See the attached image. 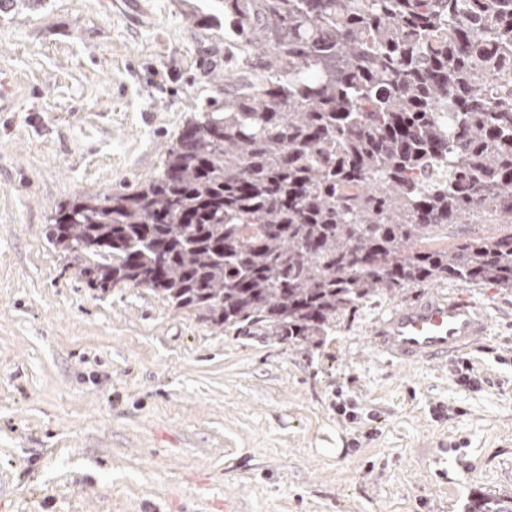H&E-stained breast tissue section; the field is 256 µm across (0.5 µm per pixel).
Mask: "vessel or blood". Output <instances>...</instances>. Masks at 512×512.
Segmentation results:
<instances>
[{
    "label": "vessel or blood",
    "instance_id": "vessel-or-blood-1",
    "mask_svg": "<svg viewBox=\"0 0 512 512\" xmlns=\"http://www.w3.org/2000/svg\"><path fill=\"white\" fill-rule=\"evenodd\" d=\"M489 313L462 294L426 291L394 305L370 331L373 352L391 363L416 366L456 358L489 332Z\"/></svg>",
    "mask_w": 512,
    "mask_h": 512
}]
</instances>
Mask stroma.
<instances>
[{
    "label": "stroma",
    "instance_id": "1",
    "mask_svg": "<svg viewBox=\"0 0 512 512\" xmlns=\"http://www.w3.org/2000/svg\"><path fill=\"white\" fill-rule=\"evenodd\" d=\"M240 54L220 0H0V512H468L512 496V288L459 358L399 367L377 293L318 343L91 288L45 230L136 189ZM469 512H512V497H500L494 492H481L471 499Z\"/></svg>",
    "mask_w": 512,
    "mask_h": 512
}]
</instances>
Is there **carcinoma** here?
Masks as SVG:
<instances>
[{
	"mask_svg": "<svg viewBox=\"0 0 512 512\" xmlns=\"http://www.w3.org/2000/svg\"><path fill=\"white\" fill-rule=\"evenodd\" d=\"M244 56L130 192L62 204L46 238L238 331L313 342L375 292L512 288V0H224ZM469 512H512L482 492Z\"/></svg>",
	"mask_w": 512,
	"mask_h": 512,
	"instance_id": "cac0c4a2",
	"label": "carcinoma"
}]
</instances>
